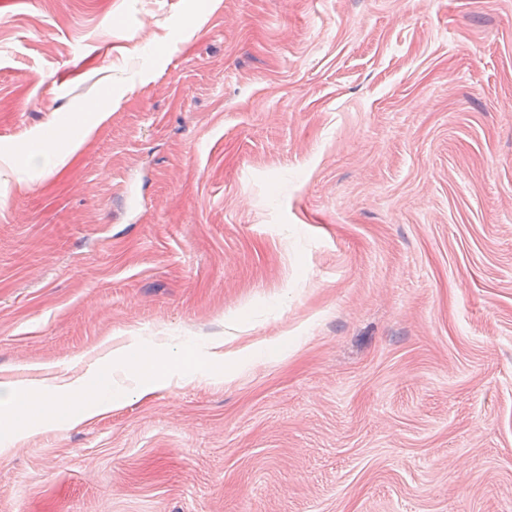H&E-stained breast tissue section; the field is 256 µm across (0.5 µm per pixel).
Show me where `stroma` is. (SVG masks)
Instances as JSON below:
<instances>
[{
	"instance_id": "1",
	"label": "stroma",
	"mask_w": 512,
	"mask_h": 512,
	"mask_svg": "<svg viewBox=\"0 0 512 512\" xmlns=\"http://www.w3.org/2000/svg\"><path fill=\"white\" fill-rule=\"evenodd\" d=\"M109 336L269 353L0 512H512V0H0V380Z\"/></svg>"
}]
</instances>
